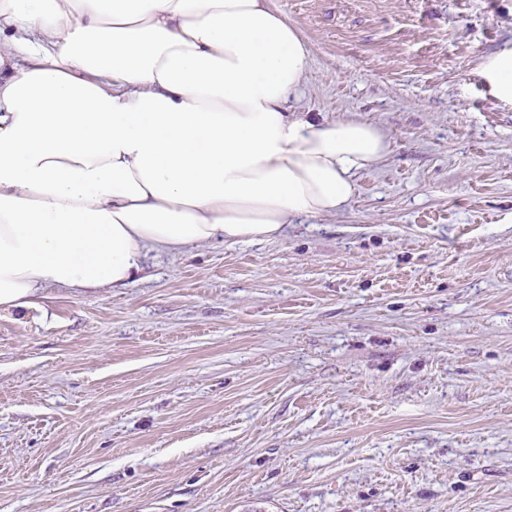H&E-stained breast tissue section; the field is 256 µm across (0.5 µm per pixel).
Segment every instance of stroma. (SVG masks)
Wrapping results in <instances>:
<instances>
[{
    "label": "stroma",
    "mask_w": 512,
    "mask_h": 512,
    "mask_svg": "<svg viewBox=\"0 0 512 512\" xmlns=\"http://www.w3.org/2000/svg\"><path fill=\"white\" fill-rule=\"evenodd\" d=\"M285 108L387 136L333 216L0 311V512H512V0H273ZM481 73L495 97L512 104V46L484 57Z\"/></svg>",
    "instance_id": "obj_1"
}]
</instances>
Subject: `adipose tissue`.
<instances>
[{"label": "adipose tissue", "instance_id": "obj_1", "mask_svg": "<svg viewBox=\"0 0 512 512\" xmlns=\"http://www.w3.org/2000/svg\"><path fill=\"white\" fill-rule=\"evenodd\" d=\"M309 62L270 0H0V309L342 212L389 142L288 113ZM481 73L512 104V46Z\"/></svg>", "mask_w": 512, "mask_h": 512}]
</instances>
